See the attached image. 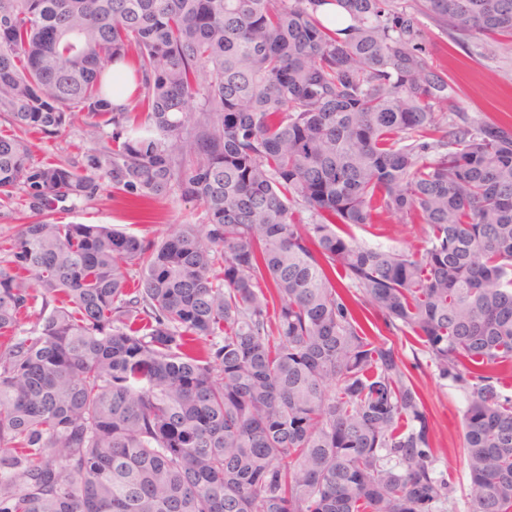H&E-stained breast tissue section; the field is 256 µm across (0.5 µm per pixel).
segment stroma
I'll return each instance as SVG.
<instances>
[{"label":"stroma","instance_id":"stroma-1","mask_svg":"<svg viewBox=\"0 0 512 512\" xmlns=\"http://www.w3.org/2000/svg\"><path fill=\"white\" fill-rule=\"evenodd\" d=\"M424 45L437 64L448 73L455 88V107L477 121H494L512 126V44L486 49L477 39L458 46L432 20L424 22ZM111 127L91 135L84 120H76L56 138L33 132L28 136L36 160L82 163L99 141L110 140ZM64 224H108L118 232L159 238L177 224H197L201 207L170 194L151 201H135L104 188L99 195L60 213ZM354 240L377 248L420 251L426 245L427 230L422 224H402L395 220L354 226ZM387 342L405 364L425 403L432 427L435 469L449 482L453 493L448 512H471L470 476L463 456L462 419L465 396L452 380L440 378L421 341L412 333L388 335Z\"/></svg>","mask_w":512,"mask_h":512}]
</instances>
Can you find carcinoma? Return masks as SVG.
I'll return each mask as SVG.
<instances>
[{"label":"carcinoma","instance_id":"obj_1","mask_svg":"<svg viewBox=\"0 0 512 512\" xmlns=\"http://www.w3.org/2000/svg\"><path fill=\"white\" fill-rule=\"evenodd\" d=\"M424 18L512 40V0H0V202L32 213L0 244V512H447L365 310L464 392L472 512H512V127L439 110ZM80 116L112 143L33 159ZM106 186L202 223L54 220ZM376 218L426 247L336 230ZM131 73V68L124 62H117L112 66L113 104L119 106L130 103L134 90ZM341 227L356 242L365 246L421 251L426 245L427 230L424 224H401L397 220H389L349 229Z\"/></svg>","mask_w":512,"mask_h":512}]
</instances>
